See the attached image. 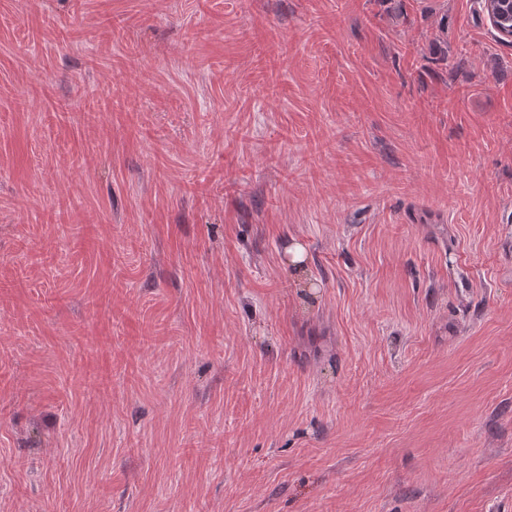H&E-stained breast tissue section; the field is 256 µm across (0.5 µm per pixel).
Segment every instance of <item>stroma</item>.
I'll list each match as a JSON object with an SVG mask.
<instances>
[{
  "instance_id": "1",
  "label": "stroma",
  "mask_w": 512,
  "mask_h": 512,
  "mask_svg": "<svg viewBox=\"0 0 512 512\" xmlns=\"http://www.w3.org/2000/svg\"><path fill=\"white\" fill-rule=\"evenodd\" d=\"M0 512H512L473 0H0Z\"/></svg>"
}]
</instances>
